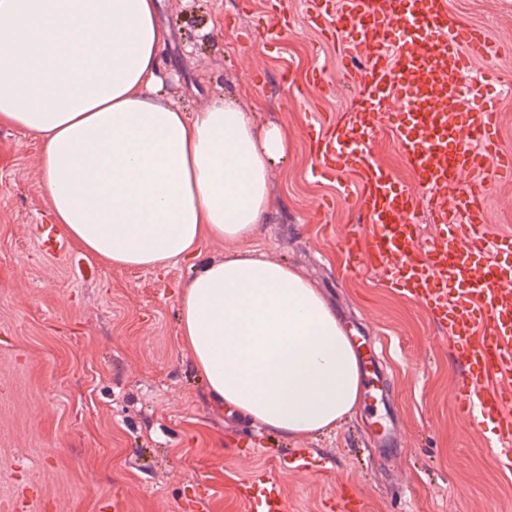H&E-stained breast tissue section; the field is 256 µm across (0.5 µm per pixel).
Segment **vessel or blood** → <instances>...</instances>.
<instances>
[{
	"label": "vessel or blood",
	"instance_id": "b4317fda",
	"mask_svg": "<svg viewBox=\"0 0 512 512\" xmlns=\"http://www.w3.org/2000/svg\"><path fill=\"white\" fill-rule=\"evenodd\" d=\"M310 22L329 41L356 29L368 50L367 61L349 72L357 90L350 119L315 140L313 176L343 167L357 176L363 222L344 248L354 265L380 272L386 287L432 309L463 367L451 401L470 426L495 423L489 453L511 467L512 266L494 256L512 251V237L487 236L485 187L461 182L493 154L496 117L495 99L462 81L464 52L489 57L498 47L454 19L447 0H314ZM386 122L414 189H395L371 155V136ZM422 209L435 226L427 236L416 222ZM332 465L307 448L287 462L312 475ZM238 498L245 512H288L280 486L263 472L239 485Z\"/></svg>",
	"mask_w": 512,
	"mask_h": 512
}]
</instances>
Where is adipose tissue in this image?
I'll use <instances>...</instances> for the list:
<instances>
[{
  "label": "adipose tissue",
  "instance_id": "adipose-tissue-1",
  "mask_svg": "<svg viewBox=\"0 0 512 512\" xmlns=\"http://www.w3.org/2000/svg\"><path fill=\"white\" fill-rule=\"evenodd\" d=\"M157 0H0V125L38 137L55 223L117 268L195 264L180 338L213 400L286 438L354 414V349L295 267L205 240L255 237L288 134L233 100L159 103Z\"/></svg>",
  "mask_w": 512,
  "mask_h": 512
}]
</instances>
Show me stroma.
I'll return each mask as SVG.
<instances>
[{"label": "stroma", "mask_w": 512, "mask_h": 512, "mask_svg": "<svg viewBox=\"0 0 512 512\" xmlns=\"http://www.w3.org/2000/svg\"><path fill=\"white\" fill-rule=\"evenodd\" d=\"M278 9L289 31L271 45L269 0H159L168 37L158 97L189 113L226 97L287 131L288 159L269 174L258 236L206 242L203 256L248 249L303 268L347 331L375 338L401 447L376 448L363 414L285 438L223 411L179 336L190 264L122 269L86 255L53 222L38 139L0 126V502L10 512H244L235 488L257 470L282 485L288 512H336L346 483L365 512H512V471L483 452L494 426L472 430L454 412L459 367L447 331L378 272L349 264L340 236L357 220L354 173L311 176L309 127L344 123L355 98L346 45L324 43L308 0ZM448 10L501 47L493 59L471 54L467 73H498L487 91L497 101L493 140L512 154V0H448ZM317 76L326 91L306 97ZM372 156L411 186L389 129ZM462 180L487 184L488 235H512V167ZM300 448L331 455L334 469H283Z\"/></svg>", "instance_id": "stroma-1"}]
</instances>
